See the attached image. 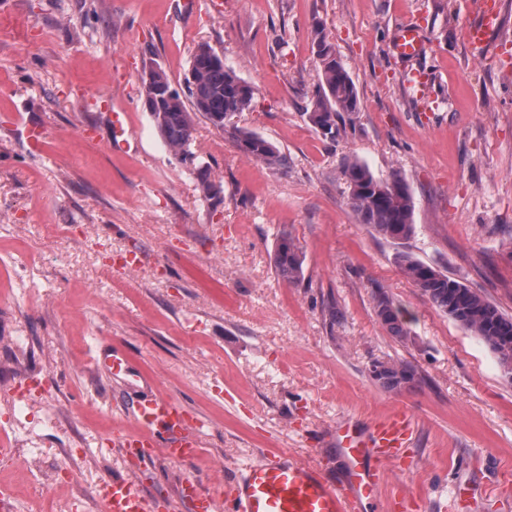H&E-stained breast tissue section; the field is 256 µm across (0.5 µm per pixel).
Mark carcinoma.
I'll list each match as a JSON object with an SVG mask.
<instances>
[{"label":"carcinoma","instance_id":"cac0c4a2","mask_svg":"<svg viewBox=\"0 0 512 512\" xmlns=\"http://www.w3.org/2000/svg\"><path fill=\"white\" fill-rule=\"evenodd\" d=\"M312 50L316 57L318 81L305 106L309 122L327 128V139L334 141L346 126L353 123L359 112V96L354 80L336 56L335 46L323 34L314 32ZM213 49L207 43L197 46L196 81L187 83L186 95L176 106L154 105L152 123L165 145L182 162L194 155L195 119L202 117L217 127L231 114L247 111L254 92L236 71L213 59ZM157 87L170 88L171 82L162 68L149 70L142 79L141 96L150 101ZM229 137L245 157L273 171L288 168L287 156L260 134L226 125ZM347 198L360 223L367 225L386 240H405L415 232V201L409 184L397 171L388 175L375 174L368 165L355 157L345 156L340 162ZM201 197L206 201L221 198L223 188L212 181L207 168L196 176ZM397 262L422 294L439 310L448 314L463 328L478 336L497 355L502 366H512V317L503 314L478 290L448 276L436 268L401 253ZM274 265L288 283L297 285L304 279V255L286 232L282 233L274 251ZM374 311L387 332L405 342L410 336L402 312L382 288L372 294ZM372 378L390 390L411 388L424 381V376L410 363L378 362L371 369Z\"/></svg>","mask_w":512,"mask_h":512}]
</instances>
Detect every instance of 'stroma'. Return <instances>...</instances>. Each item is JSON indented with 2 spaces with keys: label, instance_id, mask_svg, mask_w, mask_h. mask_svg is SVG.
Masks as SVG:
<instances>
[{
  "label": "stroma",
  "instance_id": "1",
  "mask_svg": "<svg viewBox=\"0 0 512 512\" xmlns=\"http://www.w3.org/2000/svg\"><path fill=\"white\" fill-rule=\"evenodd\" d=\"M222 2L217 13L203 0L192 11L185 0H0V428L14 382L48 379L69 417L30 431L33 443L72 448L84 432L106 474L171 512L186 479L214 489L216 471L273 448L339 467L322 441L330 426L404 409L416 420L408 462L385 466L381 501L366 512H512V373L396 261L410 254L512 316V0H498L500 28L479 50L466 29L481 0ZM414 19L427 51L410 60L394 37ZM318 22L360 99L333 143L304 113ZM203 42L254 89L238 125L288 156L287 172L271 171L198 119L192 150L224 190L215 206L141 98L156 67L182 88ZM413 69L430 103L407 85ZM91 94L106 109L90 110ZM28 125L45 127L39 147L19 134ZM345 156L405 176L412 237L390 242L359 223ZM285 231L305 256L297 285L273 262ZM131 251L143 256L136 272L109 267ZM376 285L402 309L407 342L377 320ZM331 299L344 314L336 324ZM18 327L32 338L23 358L3 341ZM100 344L126 352L136 385L110 387L92 371ZM390 359L416 366L424 384L384 389L370 369ZM155 395L207 421L196 461L144 467L106 445L125 407Z\"/></svg>",
  "mask_w": 512,
  "mask_h": 512
}]
</instances>
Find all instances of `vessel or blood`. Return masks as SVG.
Segmentation results:
<instances>
[{
  "mask_svg": "<svg viewBox=\"0 0 512 512\" xmlns=\"http://www.w3.org/2000/svg\"><path fill=\"white\" fill-rule=\"evenodd\" d=\"M497 0H483L479 19L469 29V41L482 48L497 28ZM400 55L416 59L426 51L422 24L405 23L397 37ZM95 369L109 380L127 371V357L121 349L91 355ZM137 428L115 432L112 446L145 465L156 454L173 461H194L203 446L202 421L176 397L155 396L137 401L129 409ZM413 434V419L396 410L377 419L368 430L357 424L337 425L330 438L344 457V478L335 480L328 471L293 459L286 451L262 454L240 472L225 478L224 492L217 495L201 489L196 482L185 485L181 501L189 512H362L378 501L383 476L380 464L399 460ZM99 492L106 512H155L152 499L133 483L108 477Z\"/></svg>",
  "mask_w": 512,
  "mask_h": 512,
  "instance_id": "1",
  "label": "vessel or blood"
}]
</instances>
